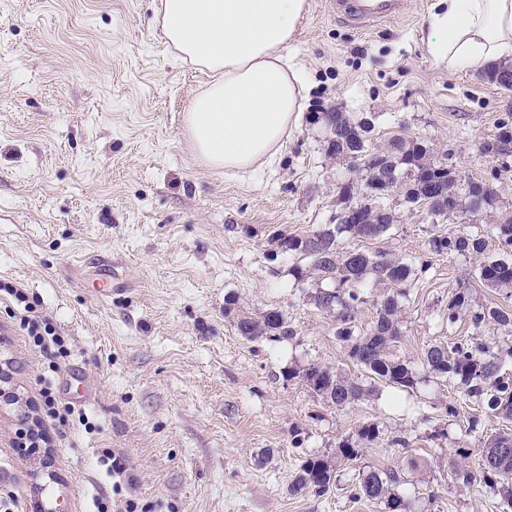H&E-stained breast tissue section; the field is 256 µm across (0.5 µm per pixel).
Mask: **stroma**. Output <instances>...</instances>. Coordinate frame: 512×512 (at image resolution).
<instances>
[{
    "label": "stroma",
    "mask_w": 512,
    "mask_h": 512,
    "mask_svg": "<svg viewBox=\"0 0 512 512\" xmlns=\"http://www.w3.org/2000/svg\"><path fill=\"white\" fill-rule=\"evenodd\" d=\"M291 52L305 72V110L277 156L229 177L196 160L184 115L208 77L177 59L161 36L156 0H0V282L66 341L50 359L31 346L19 309L0 298V512H383L354 498L360 471L397 473L412 512H503L482 484L454 482V448H475L507 421L462 405L456 380L428 374L427 348L471 335L443 325L449 296L471 261L433 255L425 210L404 203L384 248L430 266L411 284L391 352L422 377L417 388L380 386L336 408L288 370L310 363L353 378L361 371L337 341L333 315L316 307L327 280L295 281L296 257L272 244L332 222L344 165L328 158L315 112L374 115L372 139L401 135L474 180L493 160L506 93L483 63L449 67L428 45L442 0H406L404 14L361 33L329 0H308ZM111 273L102 302L94 282ZM232 315H225L226 303ZM280 310L297 332L276 343L240 336L236 317ZM84 414L44 417L41 392ZM481 417V436L468 420ZM40 420L39 452L22 436ZM377 423L380 436L337 468L326 495L292 493L305 460ZM445 431L432 441L431 430ZM410 439V451L394 447ZM125 465L110 475L101 458Z\"/></svg>",
    "instance_id": "1"
}]
</instances>
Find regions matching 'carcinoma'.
<instances>
[{
  "mask_svg": "<svg viewBox=\"0 0 512 512\" xmlns=\"http://www.w3.org/2000/svg\"><path fill=\"white\" fill-rule=\"evenodd\" d=\"M375 117L355 119L345 112H323L320 122L325 131L326 152L329 157L347 160L356 155L367 160L366 168L358 174L336 183L342 207L331 224H318L302 235L273 236L277 248L300 260H309L310 269L322 280L334 282L332 289H321L314 295L316 307L335 318L337 340L347 348L349 360L360 367L365 377L406 391L417 384V373L405 361L390 355L392 343L402 336L399 314L402 303L410 295V283L417 269H426L424 260L407 262L393 256L382 246L366 248L339 247L341 235L347 234L359 243L382 240L395 222L390 206L391 194L385 191L381 176L395 170L403 174L401 183H393L392 191H403V201L415 205L425 201L430 223H455L458 206L455 167L447 162L449 152L438 156L426 145L400 136L393 137L386 147L375 145L371 133ZM512 138V113L498 119L494 137L479 143L486 155L497 151L495 166L489 176L475 180L471 196L487 205L482 216L496 229L499 258L484 256L485 240L465 232H437L428 240L429 251L437 255L473 257L475 265L469 272L472 281L485 288H512V216L493 205L494 181L503 171L512 168V155L503 153L496 145L499 140ZM359 206L361 221L352 224L346 218L350 204ZM376 285H388L391 292L377 306L376 320L364 328L358 325L359 307L365 303L362 287L366 279ZM462 319L476 329L489 324L512 327V309L484 307L476 304L472 289L459 288L448 298L447 320L454 324ZM236 328L249 340L265 338L286 342L297 336L296 330L277 309H268L254 318L245 314L237 317ZM429 372L452 376L464 386L460 398L448 402L445 414L456 418L459 406L471 401L486 405L495 415L512 418V376L502 371L503 360L486 342L477 336H463L445 345L434 343L426 351ZM298 378L322 400L343 408L372 394L375 387L357 378H347L332 368L310 363L288 369V379ZM379 435L378 425L364 426L358 439H343L336 448V460L316 456L307 459L295 476L291 490L301 493L307 489L324 495L336 481L337 464L361 457L365 447ZM475 455L479 467L472 470L452 462L454 480L464 486L476 482L499 495L503 505L512 508V432L503 430L479 448H456L454 455ZM396 473L370 470L360 474L352 489L353 497L377 501L385 512H410V502L398 491Z\"/></svg>",
  "mask_w": 512,
  "mask_h": 512,
  "instance_id": "cac0c4a2",
  "label": "carcinoma"
}]
</instances>
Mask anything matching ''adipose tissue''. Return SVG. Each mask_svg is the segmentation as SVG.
<instances>
[{"label": "adipose tissue", "instance_id": "adipose-tissue-1", "mask_svg": "<svg viewBox=\"0 0 512 512\" xmlns=\"http://www.w3.org/2000/svg\"><path fill=\"white\" fill-rule=\"evenodd\" d=\"M429 46L462 68L512 56V0H446ZM308 0H159L163 37L211 73L186 130L204 164L245 175L273 159L304 108L307 84L290 48Z\"/></svg>", "mask_w": 512, "mask_h": 512}]
</instances>
